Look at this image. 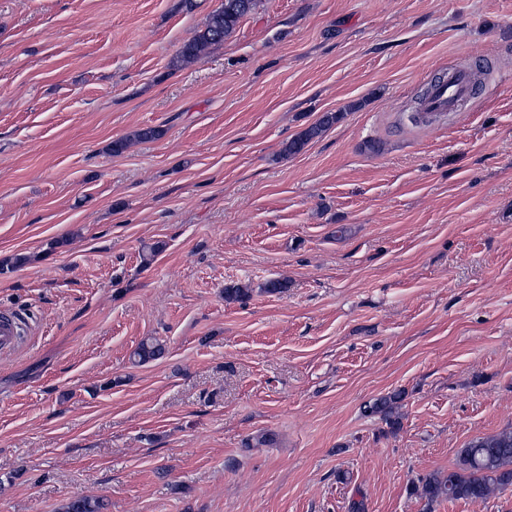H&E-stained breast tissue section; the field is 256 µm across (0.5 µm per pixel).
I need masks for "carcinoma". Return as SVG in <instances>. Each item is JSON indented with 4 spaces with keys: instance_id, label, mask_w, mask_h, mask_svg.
<instances>
[{
    "instance_id": "cac0c4a2",
    "label": "carcinoma",
    "mask_w": 512,
    "mask_h": 512,
    "mask_svg": "<svg viewBox=\"0 0 512 512\" xmlns=\"http://www.w3.org/2000/svg\"><path fill=\"white\" fill-rule=\"evenodd\" d=\"M259 0H224L221 7L208 17L204 29L198 31L183 44L179 53L171 61V67L177 69L193 62L208 51L224 42L230 36L241 19L253 12ZM342 117L340 112H327L317 122L310 125L288 140L282 150L286 157L294 156L316 137L327 131ZM160 136L154 128L139 130L130 136L112 142L111 150L119 154L128 149L131 142L153 140ZM165 346L159 340L148 337L143 339L132 352L133 363L144 365L160 359ZM401 400V393H392L376 399L367 406V412L378 414L382 420L392 426L398 421L392 419L394 405ZM459 464L448 473H429L419 480L415 491L429 502L446 497L450 500L486 499L492 494L512 487V429L503 430L490 436L471 440L458 452ZM108 503L102 497L76 494L62 507L61 512H107Z\"/></svg>"
}]
</instances>
